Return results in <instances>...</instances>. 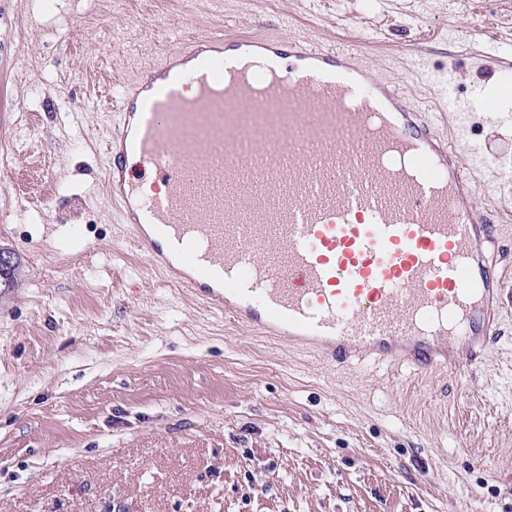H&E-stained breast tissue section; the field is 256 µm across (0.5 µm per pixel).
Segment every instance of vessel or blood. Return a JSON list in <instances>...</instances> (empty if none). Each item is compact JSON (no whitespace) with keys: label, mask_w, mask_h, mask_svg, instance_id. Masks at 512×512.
Here are the masks:
<instances>
[{"label":"vessel or blood","mask_w":512,"mask_h":512,"mask_svg":"<svg viewBox=\"0 0 512 512\" xmlns=\"http://www.w3.org/2000/svg\"><path fill=\"white\" fill-rule=\"evenodd\" d=\"M283 56L302 68L282 71ZM118 110L112 198L151 262L196 297L339 365L398 362L459 383L485 361L504 251L454 145L469 114L437 136L352 45L301 34L181 44L125 83Z\"/></svg>","instance_id":"b4317fda"}]
</instances>
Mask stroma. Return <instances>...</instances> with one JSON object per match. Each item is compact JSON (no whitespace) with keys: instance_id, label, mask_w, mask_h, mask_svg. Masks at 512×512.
<instances>
[{"instance_id":"obj_1","label":"stroma","mask_w":512,"mask_h":512,"mask_svg":"<svg viewBox=\"0 0 512 512\" xmlns=\"http://www.w3.org/2000/svg\"><path fill=\"white\" fill-rule=\"evenodd\" d=\"M255 29L359 44L422 107L452 67V98L512 108V0H0V512H512V281L464 388L334 368L172 281L110 198L128 75ZM472 141L512 225V132Z\"/></svg>"}]
</instances>
